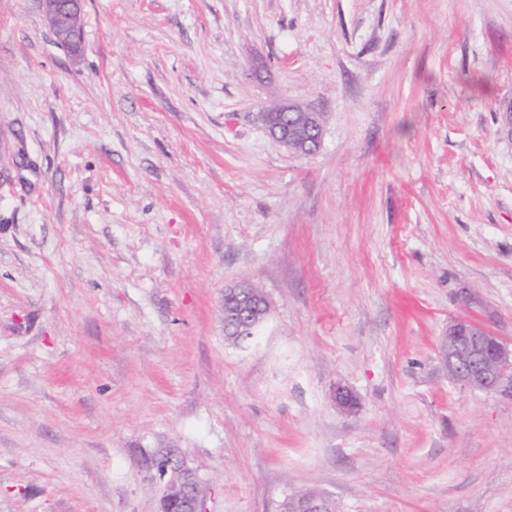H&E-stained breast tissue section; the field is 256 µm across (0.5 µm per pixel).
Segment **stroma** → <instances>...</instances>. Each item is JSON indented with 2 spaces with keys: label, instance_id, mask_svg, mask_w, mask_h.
Instances as JSON below:
<instances>
[{
  "label": "stroma",
  "instance_id": "1",
  "mask_svg": "<svg viewBox=\"0 0 512 512\" xmlns=\"http://www.w3.org/2000/svg\"><path fill=\"white\" fill-rule=\"evenodd\" d=\"M0 0V512H512V0ZM321 118L302 155L256 118ZM271 313L224 338V289ZM356 397L336 406L337 387ZM79 0H43L45 12L57 39L74 51H79L80 43L76 42V19L80 13ZM252 285L242 284L224 289V299L233 304V313L245 321L250 329L247 336L232 338L231 342L240 345L251 339L264 324L270 313V303L263 293L247 292ZM448 374L475 389L493 390L512 382V349L483 327L458 319L441 341ZM175 473L167 485L162 512H206L198 485H188L179 470Z\"/></svg>",
  "mask_w": 512,
  "mask_h": 512
}]
</instances>
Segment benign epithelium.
<instances>
[{"instance_id":"obj_1","label":"benign epithelium","mask_w":512,"mask_h":512,"mask_svg":"<svg viewBox=\"0 0 512 512\" xmlns=\"http://www.w3.org/2000/svg\"><path fill=\"white\" fill-rule=\"evenodd\" d=\"M45 12L57 39L77 51L76 19L80 0H43ZM278 126L269 129L288 149L296 140L303 145L320 143L321 124L310 111L298 106L276 107ZM242 284L224 289V297L233 304V313L250 329L247 336L231 342L240 345L257 332L270 313V303L262 293L247 291ZM441 356L448 374L464 384L480 390H493L512 382V349L483 327L466 319H458L448 327L441 341ZM162 512H205L198 486L188 485L176 474L167 485Z\"/></svg>"}]
</instances>
